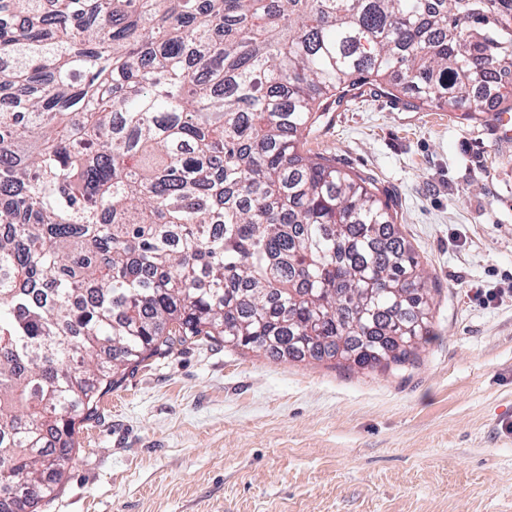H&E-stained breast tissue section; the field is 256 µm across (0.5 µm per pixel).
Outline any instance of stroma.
<instances>
[{
    "label": "stroma",
    "instance_id": "stroma-1",
    "mask_svg": "<svg viewBox=\"0 0 512 512\" xmlns=\"http://www.w3.org/2000/svg\"><path fill=\"white\" fill-rule=\"evenodd\" d=\"M350 91L299 144L370 178L436 288L408 370L215 341L127 371L39 512H512V139Z\"/></svg>",
    "mask_w": 512,
    "mask_h": 512
}]
</instances>
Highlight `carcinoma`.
Wrapping results in <instances>:
<instances>
[{
	"mask_svg": "<svg viewBox=\"0 0 512 512\" xmlns=\"http://www.w3.org/2000/svg\"><path fill=\"white\" fill-rule=\"evenodd\" d=\"M403 81L512 94V0H0V512H37L125 371L202 340L398 372L431 288L298 142Z\"/></svg>",
	"mask_w": 512,
	"mask_h": 512,
	"instance_id": "carcinoma-1",
	"label": "carcinoma"
}]
</instances>
